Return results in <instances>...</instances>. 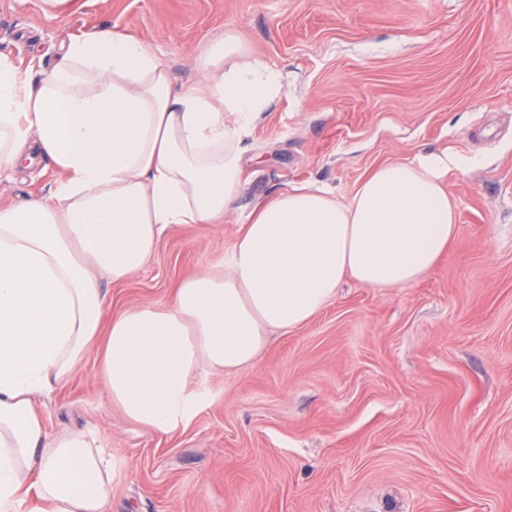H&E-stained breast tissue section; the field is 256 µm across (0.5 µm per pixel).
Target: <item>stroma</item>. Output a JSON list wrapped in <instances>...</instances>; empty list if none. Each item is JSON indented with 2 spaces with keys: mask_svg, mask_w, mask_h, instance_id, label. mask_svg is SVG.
I'll return each mask as SVG.
<instances>
[{
  "mask_svg": "<svg viewBox=\"0 0 512 512\" xmlns=\"http://www.w3.org/2000/svg\"><path fill=\"white\" fill-rule=\"evenodd\" d=\"M0 0V51L51 65L64 40L117 28L175 85L234 29L284 91L248 141L225 222L175 224L134 278L102 282L106 317L221 266L253 207L296 185L349 203L377 166L447 156L457 234L407 288L347 281L255 368L204 373L191 423L157 436L104 394L97 352L41 396L49 433L97 436L110 512H512V0ZM35 161L0 205L45 198Z\"/></svg>",
  "mask_w": 512,
  "mask_h": 512,
  "instance_id": "stroma-1",
  "label": "stroma"
}]
</instances>
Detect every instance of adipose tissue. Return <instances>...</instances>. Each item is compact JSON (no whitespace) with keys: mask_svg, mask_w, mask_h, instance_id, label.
<instances>
[{"mask_svg":"<svg viewBox=\"0 0 512 512\" xmlns=\"http://www.w3.org/2000/svg\"><path fill=\"white\" fill-rule=\"evenodd\" d=\"M199 68L200 83L175 88L148 46L111 29L70 39L35 72L0 52V173L46 158L62 174L51 200L0 207V512H109L112 466L96 437L48 434L36 407L90 350L112 405L169 434L205 402L191 386L200 370L254 368L272 332L309 323L344 280L409 287L448 252V160L419 156L374 169L346 205L324 188L273 194L221 269L103 324L102 280L143 270L169 225L232 212L247 141L283 91L231 30Z\"/></svg>","mask_w":512,"mask_h":512,"instance_id":"1","label":"adipose tissue"}]
</instances>
